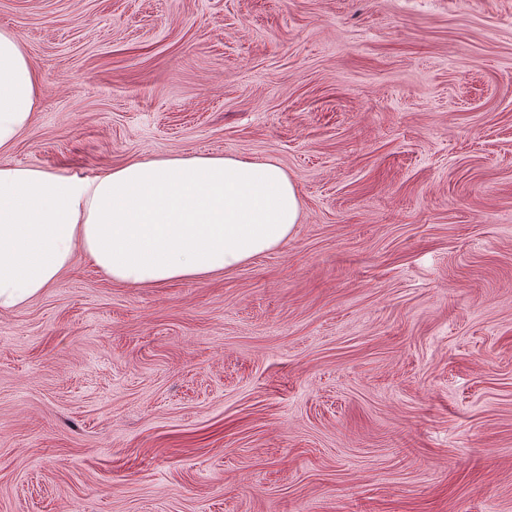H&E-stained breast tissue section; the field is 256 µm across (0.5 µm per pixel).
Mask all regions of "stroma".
<instances>
[{
  "instance_id": "35a3bbf8",
  "label": "stroma",
  "mask_w": 512,
  "mask_h": 512,
  "mask_svg": "<svg viewBox=\"0 0 512 512\" xmlns=\"http://www.w3.org/2000/svg\"><path fill=\"white\" fill-rule=\"evenodd\" d=\"M0 160L280 165L302 216L194 281L76 251L0 312V512H512V0H0ZM40 99V82L31 60L8 29H0V154L28 128Z\"/></svg>"
}]
</instances>
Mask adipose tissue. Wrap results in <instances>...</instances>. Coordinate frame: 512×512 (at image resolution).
Returning <instances> with one entry per match:
<instances>
[{
  "label": "adipose tissue",
  "mask_w": 512,
  "mask_h": 512,
  "mask_svg": "<svg viewBox=\"0 0 512 512\" xmlns=\"http://www.w3.org/2000/svg\"><path fill=\"white\" fill-rule=\"evenodd\" d=\"M40 99L31 60L0 29V154ZM298 191L276 163L158 157L96 177L0 163V311L41 296L82 250L116 282L163 285L240 266L290 237Z\"/></svg>",
  "instance_id": "adipose-tissue-1"
}]
</instances>
